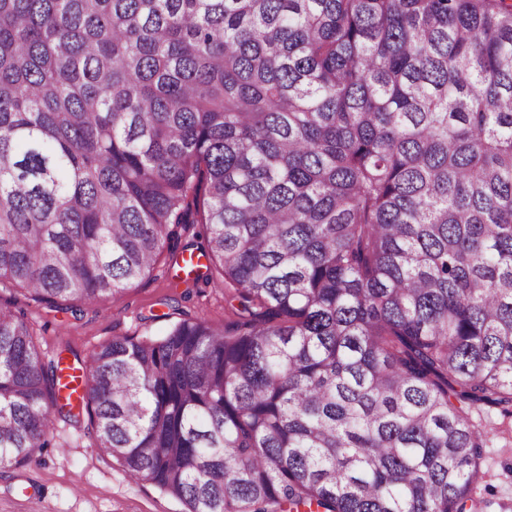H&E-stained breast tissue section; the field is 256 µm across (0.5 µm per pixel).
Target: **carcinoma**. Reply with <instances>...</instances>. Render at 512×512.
Segmentation results:
<instances>
[{"label": "carcinoma", "instance_id": "obj_1", "mask_svg": "<svg viewBox=\"0 0 512 512\" xmlns=\"http://www.w3.org/2000/svg\"><path fill=\"white\" fill-rule=\"evenodd\" d=\"M202 224L239 319L86 365L0 305V468L87 415L187 512H471L512 411V0H0V288L103 305Z\"/></svg>", "mask_w": 512, "mask_h": 512}]
</instances>
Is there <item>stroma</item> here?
<instances>
[{
	"instance_id": "35a3bbf8",
	"label": "stroma",
	"mask_w": 512,
	"mask_h": 512,
	"mask_svg": "<svg viewBox=\"0 0 512 512\" xmlns=\"http://www.w3.org/2000/svg\"><path fill=\"white\" fill-rule=\"evenodd\" d=\"M230 292L218 270L202 268L193 282L165 253L142 281L76 317L20 288H0V305L25 312L44 359L61 355L81 370L116 336L159 335L170 323L199 316L224 323L232 316ZM471 417L486 435L475 512H512V416L483 407ZM54 442L24 466L0 469V512H184L180 501L132 480L100 454L83 425L56 418Z\"/></svg>"
}]
</instances>
